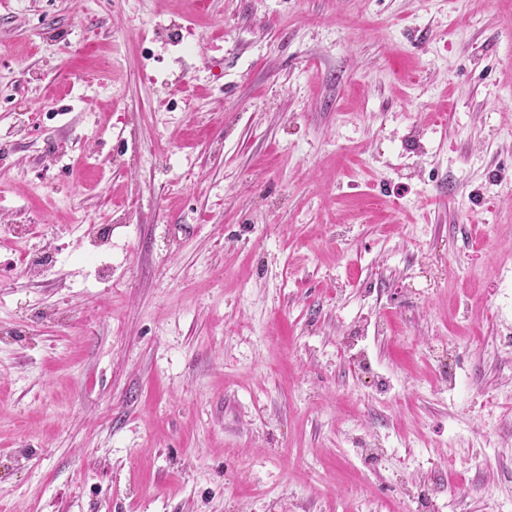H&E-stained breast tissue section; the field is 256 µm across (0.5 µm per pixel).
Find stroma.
<instances>
[{
	"label": "stroma",
	"mask_w": 512,
	"mask_h": 512,
	"mask_svg": "<svg viewBox=\"0 0 512 512\" xmlns=\"http://www.w3.org/2000/svg\"><path fill=\"white\" fill-rule=\"evenodd\" d=\"M208 2L0 0V512H512V0Z\"/></svg>",
	"instance_id": "1"
}]
</instances>
